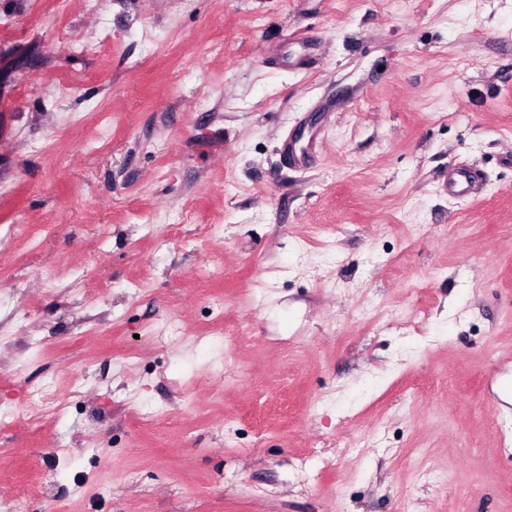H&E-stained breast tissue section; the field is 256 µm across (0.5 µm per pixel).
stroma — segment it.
Returning <instances> with one entry per match:
<instances>
[{"label":"stroma","instance_id":"obj_1","mask_svg":"<svg viewBox=\"0 0 512 512\" xmlns=\"http://www.w3.org/2000/svg\"><path fill=\"white\" fill-rule=\"evenodd\" d=\"M510 380L512 0H0V512H512ZM474 177L466 168L457 167L448 171V196L454 199L468 198L473 193Z\"/></svg>","mask_w":512,"mask_h":512}]
</instances>
